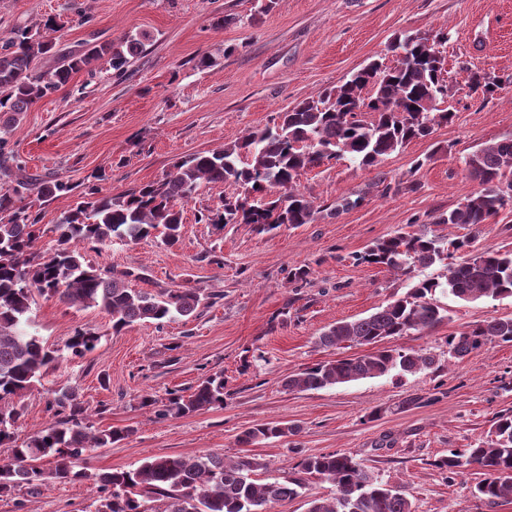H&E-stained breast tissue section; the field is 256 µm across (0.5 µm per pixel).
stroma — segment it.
<instances>
[{
	"label": "stroma",
	"instance_id": "obj_1",
	"mask_svg": "<svg viewBox=\"0 0 512 512\" xmlns=\"http://www.w3.org/2000/svg\"><path fill=\"white\" fill-rule=\"evenodd\" d=\"M261 2L0 0V38L50 17L61 23L54 50L36 61L41 71L54 69L61 54L144 35L143 52L123 75L103 62L95 75L74 74L7 136L28 172L92 181L104 194L159 180L175 158L264 127L369 62L396 65L390 45L405 31L447 32L440 51L453 114L430 138L412 141L378 166L344 158L305 172L301 187L318 208L312 223L264 235L249 224L199 223V211L222 207L229 191L207 185L183 206L179 248L155 239L83 247L86 261L100 269L146 270L133 288L155 295L200 288L217 300L188 321L137 323L116 333L101 309L36 296L29 330L63 356L22 397L15 440L25 442L47 426L54 390L71 386L82 393L94 428L135 430L127 440L89 450L81 465L91 472L133 469L152 456L218 454L231 462L246 452L262 464L253 480L268 483L291 476L300 455L345 452L401 489L415 512H512V498L487 504L474 497L479 469L451 477L434 465L449 450L489 439L497 414L512 413V343H489L460 361L446 344L465 326L512 316L511 298L464 302L441 294L443 322L386 339L394 349L430 353L434 368L317 391L284 385L288 375L315 363L359 354L356 346L319 347L326 326L375 312L404 295L414 279L445 275L437 264L408 278L355 256L412 227L450 240L467 235V228L434 217L477 187L463 157L512 138V88L483 98L470 92L459 66L512 74V0H276L266 13ZM204 54L216 66L199 67ZM405 178L417 183L416 191L385 192V183ZM359 192L366 195L360 206L331 214L337 201ZM215 255L222 264L212 263ZM302 266L311 270L307 281H290ZM79 328L99 341L74 357L64 347ZM217 371L224 374L223 406L160 419L141 405L147 394L162 401L174 390L192 392ZM272 421L299 431L246 449L237 443L244 429ZM94 498L86 481L54 483L37 495L18 487L0 494V512H83Z\"/></svg>",
	"mask_w": 512,
	"mask_h": 512
}]
</instances>
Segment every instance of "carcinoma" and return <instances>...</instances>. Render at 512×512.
Here are the masks:
<instances>
[{"label":"carcinoma","instance_id":"carcinoma-1","mask_svg":"<svg viewBox=\"0 0 512 512\" xmlns=\"http://www.w3.org/2000/svg\"><path fill=\"white\" fill-rule=\"evenodd\" d=\"M448 33H401L394 38L402 53L392 67L371 62L343 84L278 113L272 124L251 131L224 147L177 158L169 173L158 181L123 194L103 195L94 186L55 225L56 245L50 252L35 248L42 234L41 213L28 198L37 193L47 201L73 190V185L49 174H29L26 162L7 150L0 137V447L11 449L0 459V494L27 486L32 495L50 483L87 480L96 489L95 512H147L148 498L163 501L161 512H263L301 495L303 476L314 475L335 489L329 500L314 499L308 512H413L401 491L378 481L349 453L329 452L302 457L298 475L283 481L257 484L251 478L260 463L245 454L228 464L217 455L148 457L134 469L90 472L78 465L92 448L121 442L135 429L94 430L86 425L82 396L74 387L54 392L58 419L45 426L24 445L15 442L13 427L20 415V398L48 374L60 358L24 329L34 294L58 297L77 307H99L112 316V330L136 323L162 324L193 315L211 296L200 288H177L161 295L129 287V279L143 274L125 272L117 277L85 261L82 245L119 242L136 244L151 238L173 248L180 243L182 204L203 186H235L224 195V208L199 212L198 222L222 227L251 224L260 234L284 224H310L318 212L314 201L300 189L306 171L332 160L348 158L361 167L381 159L413 140L432 135L448 123L453 113L438 109L448 85L443 83L438 46ZM144 43L129 36L114 47L95 45L69 55L52 71H39L36 59L50 53L55 43L29 27L13 30L0 41V126L17 127L23 113L41 99L59 91L80 71H93L107 59L120 75ZM465 83L484 97L512 85V75H489L467 66ZM465 170L478 189L466 194L452 209L435 218L437 224L465 225L474 234L445 242L424 230L399 232L373 243L358 260L410 275L417 268L445 263L444 280L423 278L410 290L377 312L353 321H340L318 337L332 348L350 343L367 346L365 354L316 363L288 376L291 391L320 390L337 384L379 377L393 371L413 375L433 368L434 358L416 349H388V337L434 328L445 319L436 293L473 302L512 298V250L476 248L481 228L512 203V138L483 144L464 158ZM253 196L262 200L248 201ZM96 333L78 329L66 344L75 356L91 351ZM512 343V317H489L448 336V353L457 360L488 343ZM224 405V373L207 375L189 394L169 393L160 404L151 395L141 406L155 408L161 418H179ZM299 427L268 422L243 430L237 442L243 447L263 440L298 433ZM47 460L45 468L40 461ZM450 475L474 466L484 478L474 494L494 503L512 497V415L496 417L491 439L473 448L454 449L436 461Z\"/></svg>","mask_w":512,"mask_h":512}]
</instances>
